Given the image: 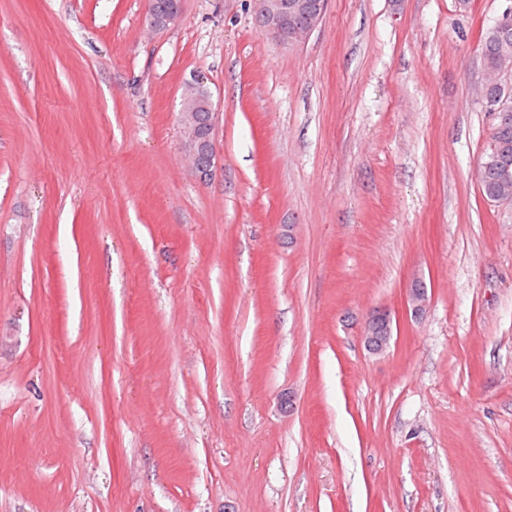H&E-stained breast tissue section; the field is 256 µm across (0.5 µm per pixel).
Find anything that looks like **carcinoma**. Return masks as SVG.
Returning <instances> with one entry per match:
<instances>
[{
  "label": "carcinoma",
  "instance_id": "1",
  "mask_svg": "<svg viewBox=\"0 0 512 512\" xmlns=\"http://www.w3.org/2000/svg\"><path fill=\"white\" fill-rule=\"evenodd\" d=\"M478 48L487 70L498 73L512 66V14L482 30ZM482 101L489 113L494 107L512 113V80L507 84L485 85ZM506 170L512 174V121L505 127L492 124L490 142L477 166L483 197L497 206L505 200L507 207L512 208V179L508 181L503 176Z\"/></svg>",
  "mask_w": 512,
  "mask_h": 512
}]
</instances>
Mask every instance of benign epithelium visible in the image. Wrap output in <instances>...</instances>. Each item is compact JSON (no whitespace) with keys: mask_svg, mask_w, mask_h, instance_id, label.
Wrapping results in <instances>:
<instances>
[{"mask_svg":"<svg viewBox=\"0 0 512 512\" xmlns=\"http://www.w3.org/2000/svg\"><path fill=\"white\" fill-rule=\"evenodd\" d=\"M184 0L156 9L150 7L146 20L155 28H166L182 15ZM254 12L266 35L289 45L305 40L324 18L322 0H255ZM205 110L199 117L197 109ZM217 112L211 95L200 82L184 94L182 100L183 134L193 167L201 178H207L215 165L214 131ZM391 338V320L385 311L373 312L365 325L363 343L373 353L384 351Z\"/></svg>","mask_w":512,"mask_h":512,"instance_id":"7a95c632","label":"benign epithelium"}]
</instances>
